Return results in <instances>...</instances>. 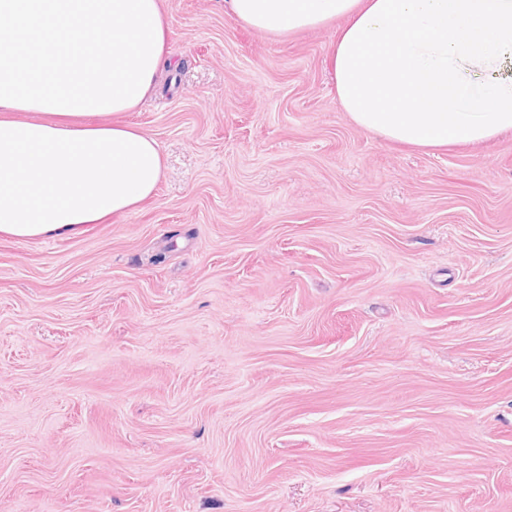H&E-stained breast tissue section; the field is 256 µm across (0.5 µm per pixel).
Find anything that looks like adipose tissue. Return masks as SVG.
I'll return each instance as SVG.
<instances>
[{
	"label": "adipose tissue",
	"instance_id": "1",
	"mask_svg": "<svg viewBox=\"0 0 512 512\" xmlns=\"http://www.w3.org/2000/svg\"><path fill=\"white\" fill-rule=\"evenodd\" d=\"M280 39L336 26L338 102L419 147L512 130V0H224ZM169 61L160 0H0V234L60 237L153 196L155 138L118 121Z\"/></svg>",
	"mask_w": 512,
	"mask_h": 512
}]
</instances>
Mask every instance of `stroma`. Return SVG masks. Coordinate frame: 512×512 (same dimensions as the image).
I'll return each instance as SVG.
<instances>
[{"label": "stroma", "instance_id": "stroma-1", "mask_svg": "<svg viewBox=\"0 0 512 512\" xmlns=\"http://www.w3.org/2000/svg\"><path fill=\"white\" fill-rule=\"evenodd\" d=\"M162 10L154 196L0 235V512H512V131L392 144L334 28Z\"/></svg>", "mask_w": 512, "mask_h": 512}]
</instances>
